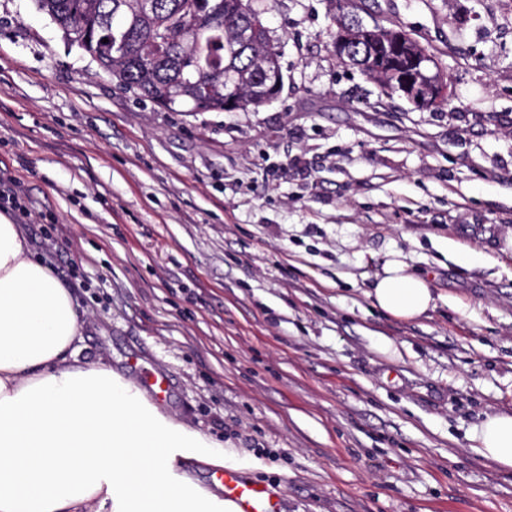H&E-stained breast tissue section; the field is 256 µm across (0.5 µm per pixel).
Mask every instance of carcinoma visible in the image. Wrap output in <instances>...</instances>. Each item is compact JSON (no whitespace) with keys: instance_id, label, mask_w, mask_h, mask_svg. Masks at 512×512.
Here are the masks:
<instances>
[{"instance_id":"obj_1","label":"carcinoma","mask_w":512,"mask_h":512,"mask_svg":"<svg viewBox=\"0 0 512 512\" xmlns=\"http://www.w3.org/2000/svg\"><path fill=\"white\" fill-rule=\"evenodd\" d=\"M64 34L126 89L173 111L257 109L273 99L267 76L280 71L279 54L270 43L262 16L237 14L235 0H156L146 10L141 0H35ZM247 26L252 42L231 50L236 30ZM361 42L345 62L375 80L386 94L393 76L374 68L363 38L392 29L365 27L346 17ZM108 42H103V39Z\"/></svg>"}]
</instances>
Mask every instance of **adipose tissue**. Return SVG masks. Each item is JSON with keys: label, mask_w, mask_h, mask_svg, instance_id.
Returning a JSON list of instances; mask_svg holds the SVG:
<instances>
[{"label": "adipose tissue", "mask_w": 512, "mask_h": 512, "mask_svg": "<svg viewBox=\"0 0 512 512\" xmlns=\"http://www.w3.org/2000/svg\"><path fill=\"white\" fill-rule=\"evenodd\" d=\"M368 296L405 321L435 306L400 261ZM80 329L70 293L0 214V512H234L172 469L179 450L204 455L207 443L110 369L81 362ZM473 441L512 470V413L487 417Z\"/></svg>", "instance_id": "adipose-tissue-1"}]
</instances>
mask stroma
I'll list each match as a JSON object with an SVG mask.
<instances>
[{
  "mask_svg": "<svg viewBox=\"0 0 512 512\" xmlns=\"http://www.w3.org/2000/svg\"><path fill=\"white\" fill-rule=\"evenodd\" d=\"M283 85L171 112L120 88L34 0H0V175L82 317L83 358L269 481L281 512H512L470 447L512 412V0H357L432 55L448 103L384 94L333 50L336 0H252ZM437 306L395 319L388 261ZM370 289L372 303L396 319L415 320L436 306L433 288L400 261L389 263Z\"/></svg>",
  "mask_w": 512,
  "mask_h": 512,
  "instance_id": "35a3bbf8",
  "label": "stroma"
}]
</instances>
